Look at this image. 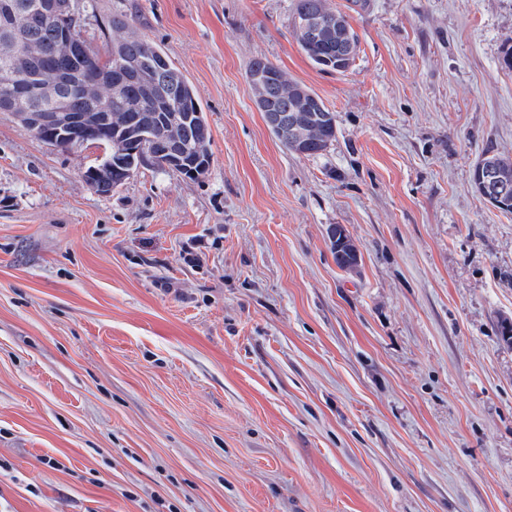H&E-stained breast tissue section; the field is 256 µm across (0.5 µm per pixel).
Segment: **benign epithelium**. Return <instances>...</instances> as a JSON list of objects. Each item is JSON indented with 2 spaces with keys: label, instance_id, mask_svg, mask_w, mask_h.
<instances>
[{
  "label": "benign epithelium",
  "instance_id": "benign-epithelium-1",
  "mask_svg": "<svg viewBox=\"0 0 512 512\" xmlns=\"http://www.w3.org/2000/svg\"><path fill=\"white\" fill-rule=\"evenodd\" d=\"M42 18L58 29V37L47 46L30 44L21 54H13L7 70L0 76V112H12L26 119L29 128L44 143L61 149L81 147L91 140H103L113 154L83 172L86 184L97 192L112 190L123 184L141 165L159 160L166 168L183 171L178 147L183 140V120L180 103L172 94L156 92L157 77L154 64L142 57H120L107 74L95 79L88 75L66 72L58 62L70 59L83 49L75 28L76 15L65 0H44L40 4ZM0 14L8 29L22 38L27 14L11 0H0ZM329 15L323 11L295 16V37L310 36L330 28ZM254 93V106L264 114L279 111L276 100L296 93L289 89L286 75L281 71L267 72L254 68L247 75ZM66 91L71 97L93 100L97 112H72L67 99L60 96ZM122 98L130 104L118 108L120 112H140L142 120L125 119L112 122V102ZM166 107L171 112L163 129L155 128L151 113ZM324 110L321 102L312 97L302 100L290 126L272 123L281 138L302 135L303 112ZM126 130L121 137L111 138L108 130Z\"/></svg>",
  "mask_w": 512,
  "mask_h": 512
}]
</instances>
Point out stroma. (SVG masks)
Wrapping results in <instances>:
<instances>
[{
	"label": "stroma",
	"instance_id": "obj_1",
	"mask_svg": "<svg viewBox=\"0 0 512 512\" xmlns=\"http://www.w3.org/2000/svg\"><path fill=\"white\" fill-rule=\"evenodd\" d=\"M93 3L194 86L211 164L105 195L106 146L0 112V512H512V213L471 190L512 156V0H366L341 74L292 0ZM257 55L335 112L324 155L269 130Z\"/></svg>",
	"mask_w": 512,
	"mask_h": 512
}]
</instances>
